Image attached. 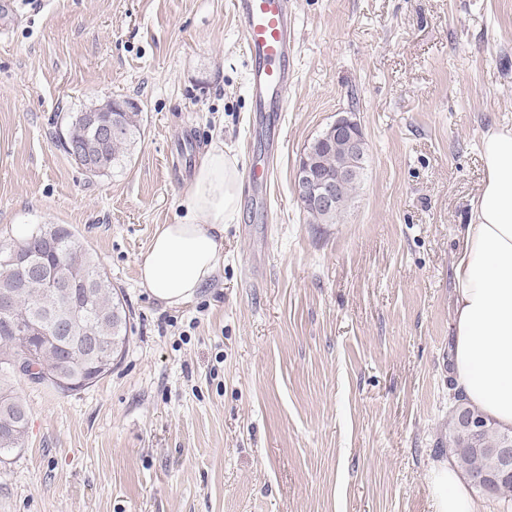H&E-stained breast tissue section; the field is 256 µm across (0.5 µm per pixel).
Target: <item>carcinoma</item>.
<instances>
[{"mask_svg": "<svg viewBox=\"0 0 512 512\" xmlns=\"http://www.w3.org/2000/svg\"><path fill=\"white\" fill-rule=\"evenodd\" d=\"M124 134L112 140L102 149V163L94 175H105L122 168L131 147L140 132L141 117L138 107L130 105V111L120 112ZM87 136L85 113L75 112L68 116L65 127L58 131V139L64 152H69L71 140ZM322 161L333 167L345 161L343 146L339 143L322 144ZM359 180L347 182L339 207L330 213H309L315 224H334L337 217L348 207ZM25 253L31 256L33 268L21 272L13 263V255ZM64 267L67 281L51 286L53 271ZM14 293L13 316L0 318V421L15 420L17 430L9 436L0 435V462L25 445L28 422L15 410L19 400L13 379L27 378L34 382H48L63 392L79 391L112 372V367L97 369L98 357L92 356L78 345L71 346L63 354L60 339L54 335L50 321L65 317L77 331V336H93L114 355L108 362L121 356L128 342L130 321L122 292L113 285L108 273L94 255L70 229L47 225L21 238L12 245L0 248V291ZM39 327V331L20 337L10 330V323ZM502 428L489 420L482 447L471 450L468 432L449 422L448 443L457 465L464 473L492 470L495 457L488 449L498 445Z\"/></svg>", "mask_w": 512, "mask_h": 512, "instance_id": "carcinoma-1", "label": "carcinoma"}]
</instances>
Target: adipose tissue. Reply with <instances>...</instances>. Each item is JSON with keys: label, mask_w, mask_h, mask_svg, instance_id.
<instances>
[{"label": "adipose tissue", "mask_w": 512, "mask_h": 512, "mask_svg": "<svg viewBox=\"0 0 512 512\" xmlns=\"http://www.w3.org/2000/svg\"><path fill=\"white\" fill-rule=\"evenodd\" d=\"M485 178L453 261V390L512 427V129L482 139ZM243 172L217 141L195 165L179 223L159 225L139 263L151 297L175 308L193 300L224 257V226L239 204ZM435 512H490L454 460L431 468Z\"/></svg>", "instance_id": "obj_1"}]
</instances>
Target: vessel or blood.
<instances>
[{"instance_id":"b4317fda","label":"vessel or blood","mask_w":512,"mask_h":512,"mask_svg":"<svg viewBox=\"0 0 512 512\" xmlns=\"http://www.w3.org/2000/svg\"><path fill=\"white\" fill-rule=\"evenodd\" d=\"M243 22V40L253 61L250 86L256 109L280 102L292 81L294 17L289 0H230Z\"/></svg>"}]
</instances>
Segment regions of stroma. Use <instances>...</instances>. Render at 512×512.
<instances>
[{"label":"stroma","instance_id":"stroma-1","mask_svg":"<svg viewBox=\"0 0 512 512\" xmlns=\"http://www.w3.org/2000/svg\"><path fill=\"white\" fill-rule=\"evenodd\" d=\"M294 78L254 111L229 0H0V247L66 224L130 310L111 374L69 394L20 380L24 448L0 464V512H433L450 457L458 227L512 127V0H293ZM133 102L123 168L88 175L59 115ZM354 112L366 163L350 207L311 223L294 174ZM242 167L224 263L178 308L138 263L183 217L212 140Z\"/></svg>","mask_w":512,"mask_h":512}]
</instances>
